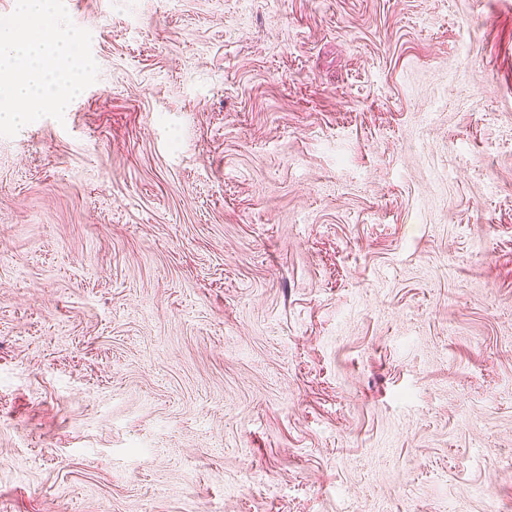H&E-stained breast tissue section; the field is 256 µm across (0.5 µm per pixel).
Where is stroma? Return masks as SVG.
<instances>
[{"mask_svg": "<svg viewBox=\"0 0 512 512\" xmlns=\"http://www.w3.org/2000/svg\"><path fill=\"white\" fill-rule=\"evenodd\" d=\"M0 136V512H512V0H65Z\"/></svg>", "mask_w": 512, "mask_h": 512, "instance_id": "obj_1", "label": "stroma"}]
</instances>
